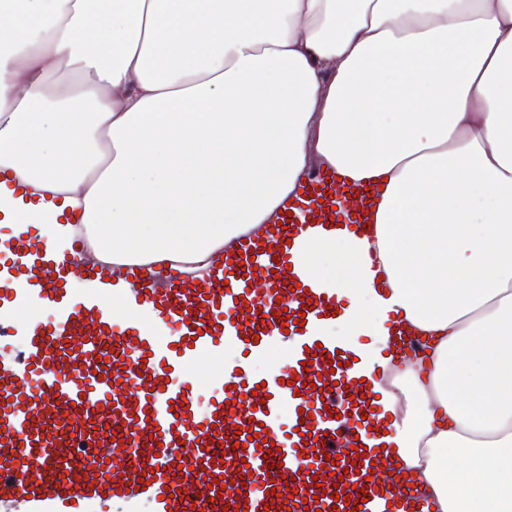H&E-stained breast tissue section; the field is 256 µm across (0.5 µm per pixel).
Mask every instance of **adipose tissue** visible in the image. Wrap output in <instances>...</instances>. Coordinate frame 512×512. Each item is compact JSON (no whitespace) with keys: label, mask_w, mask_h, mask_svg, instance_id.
<instances>
[{"label":"adipose tissue","mask_w":512,"mask_h":512,"mask_svg":"<svg viewBox=\"0 0 512 512\" xmlns=\"http://www.w3.org/2000/svg\"><path fill=\"white\" fill-rule=\"evenodd\" d=\"M320 167L378 197L296 241L317 333L373 339L372 444L423 512H512V0H0V224L85 239L115 319L166 335L121 267L222 269Z\"/></svg>","instance_id":"adipose-tissue-1"}]
</instances>
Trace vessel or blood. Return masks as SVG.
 Here are the masks:
<instances>
[{"label":"vessel or blood","mask_w":512,"mask_h":512,"mask_svg":"<svg viewBox=\"0 0 512 512\" xmlns=\"http://www.w3.org/2000/svg\"><path fill=\"white\" fill-rule=\"evenodd\" d=\"M286 208L276 228L244 238L207 281L176 277L141 293L176 330L163 341L114 322L109 303L74 301L79 253L55 263L36 237L10 240L11 255L34 262L12 266L0 301L15 296V284L35 285L60 317L22 336L0 315V343L18 342L16 354L0 359V512H112L140 503L150 512H234L239 504L266 512L271 501L279 512H399L393 463L380 448L355 447L356 434L390 419L366 402L354 351L314 335L312 322L332 318L339 300L299 286L290 246L325 222L363 234L373 194L319 170L301 178ZM278 336L294 343L284 374L231 372L197 418L189 364L223 358L228 343L256 358ZM289 407L283 433L273 424ZM307 433L321 445H305ZM239 457L246 468L236 467ZM352 459L359 471L349 470ZM346 496L352 505H336Z\"/></svg>","instance_id":"obj_1"}]
</instances>
